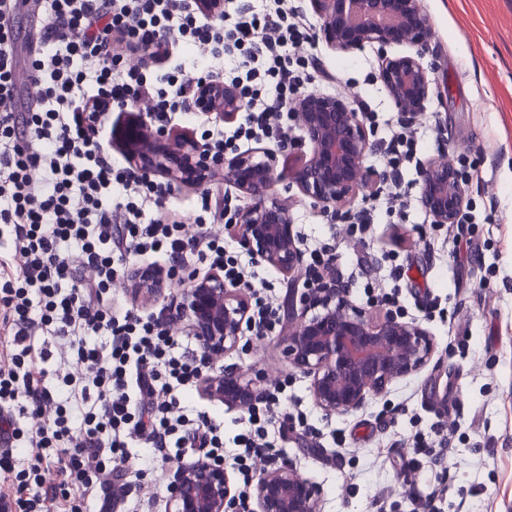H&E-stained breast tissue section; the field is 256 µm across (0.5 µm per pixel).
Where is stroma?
<instances>
[{"label": "stroma", "instance_id": "35a3bbf8", "mask_svg": "<svg viewBox=\"0 0 512 512\" xmlns=\"http://www.w3.org/2000/svg\"><path fill=\"white\" fill-rule=\"evenodd\" d=\"M433 38L423 63L433 84L415 124L424 160L461 149L458 167L467 182L465 204L475 217L465 233L479 251L464 262L420 199V176L404 172L406 204L379 212L365 244L334 212L300 196L290 215L299 248L333 240L336 268L354 280L345 293L375 317L365 286L391 285L382 256L398 251L411 271L402 284L397 314L419 320L435 353L422 370L394 382L388 393L348 415H329L312 398L310 380L285 372L287 418L274 439L280 461L292 462L322 490L320 512H424L430 494L447 485L441 512H512V0H421ZM325 67L341 71L329 92L361 94L382 113L394 107L381 82L367 79L378 65L376 50L342 53L317 44ZM229 249L253 274L252 287L272 284L277 303L288 302V279L251 260L228 229ZM370 263L357 271L356 253ZM210 408L224 420V460L234 458V437L244 411L197 393L188 416ZM124 472L132 512H168L166 491L148 498L156 463L144 441L129 449Z\"/></svg>", "mask_w": 512, "mask_h": 512}]
</instances>
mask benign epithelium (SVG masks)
Here are the masks:
<instances>
[{
	"label": "benign epithelium",
	"instance_id": "1",
	"mask_svg": "<svg viewBox=\"0 0 512 512\" xmlns=\"http://www.w3.org/2000/svg\"><path fill=\"white\" fill-rule=\"evenodd\" d=\"M322 19L318 38L334 50L350 52L375 46L381 59L380 81L397 111L416 118L424 112L431 89L423 57L432 30L420 10V0H310ZM408 45L415 53L390 57L392 45ZM197 106L232 120L244 109L235 90L212 93L201 83ZM299 130L298 149L304 152L293 170L299 192L316 204L336 208L368 189L375 173L365 165L372 147L361 115L346 100L322 92L305 93L293 103ZM127 139L130 158L139 168L162 173L175 182L192 181L211 186L226 183L252 200L231 223L239 226L242 247L292 280L304 270L296 244L288 204L275 196L283 179L280 159L267 150L239 155L217 166L202 155L189 138H174L166 131H142ZM421 202L436 224H451L462 208L466 182L454 152L427 162L420 173ZM132 287L162 295L180 288L181 304L171 319L186 326L201 343L204 363L214 375L207 391L225 403L247 410L261 394L257 383L270 385L282 368L274 363L252 378L241 368H217L226 354L236 350L249 318V304L238 286L218 272L194 277L182 284L151 269H139ZM318 313L309 315L312 310ZM284 344L288 368L311 379L315 404L330 414L346 415L364 407L369 399L385 394L400 378L417 372L431 359L434 343L418 321L395 316L375 319L350 304L339 288H323L316 296L291 289ZM175 475L166 488L170 512H240L239 498L226 463L173 464ZM321 490L302 476L291 462L263 471L252 496L250 512H319Z\"/></svg>",
	"mask_w": 512,
	"mask_h": 512
}]
</instances>
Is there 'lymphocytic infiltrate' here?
<instances>
[{
	"mask_svg": "<svg viewBox=\"0 0 512 512\" xmlns=\"http://www.w3.org/2000/svg\"><path fill=\"white\" fill-rule=\"evenodd\" d=\"M42 20L20 64L14 20L19 0H0V425L11 444L0 450V512H46L73 498L112 501L128 495L122 473L132 441L146 440L153 458L199 449L224 456V431L206 413L189 418L185 401L202 376L164 314L119 312L135 258L164 256L166 275L189 267L249 274L224 242L230 200L203 192L194 216L166 222L170 183L139 172L112 154V110L137 102L162 126L194 128L204 152L221 163L225 150L289 136L290 104L303 89L336 84L337 71L313 52V26L295 0H269L254 10L240 0H36ZM230 58V73L214 68ZM238 90L246 108L233 129L200 127L198 79ZM27 95H20V85ZM382 142L393 174L385 197L349 217L367 234L371 212L403 206L397 172L417 156L414 129L385 120ZM336 247L310 251L302 286L336 283ZM53 337L64 366L47 370ZM60 383L50 392L48 378ZM249 414L250 430L234 444L242 471L278 454L268 429L279 400L265 392ZM30 413L27 428L13 413ZM26 450L30 465L17 469ZM37 485L41 494L30 495Z\"/></svg>",
	"mask_w": 512,
	"mask_h": 512,
	"instance_id": "f902f5d3",
	"label": "lymphocytic infiltrate"
}]
</instances>
